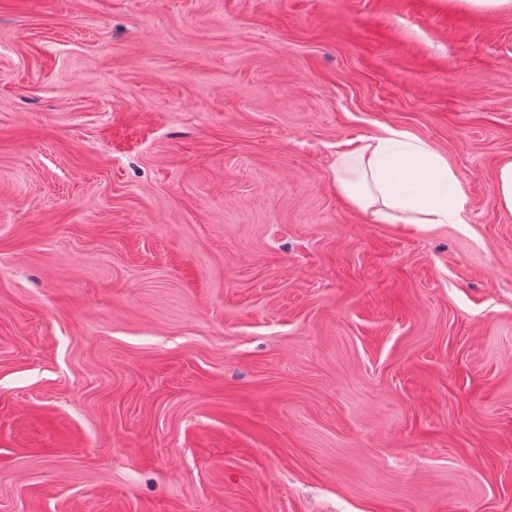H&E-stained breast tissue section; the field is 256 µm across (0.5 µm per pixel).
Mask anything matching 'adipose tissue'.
Wrapping results in <instances>:
<instances>
[{"instance_id":"adipose-tissue-1","label":"adipose tissue","mask_w":512,"mask_h":512,"mask_svg":"<svg viewBox=\"0 0 512 512\" xmlns=\"http://www.w3.org/2000/svg\"><path fill=\"white\" fill-rule=\"evenodd\" d=\"M338 187L378 223L461 224L466 199L451 195L456 175L428 145L402 133L372 137L336 160Z\"/></svg>"}]
</instances>
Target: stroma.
Wrapping results in <instances>:
<instances>
[{"instance_id":"35a3bbf8","label":"stroma","mask_w":512,"mask_h":512,"mask_svg":"<svg viewBox=\"0 0 512 512\" xmlns=\"http://www.w3.org/2000/svg\"><path fill=\"white\" fill-rule=\"evenodd\" d=\"M509 160L512 2L0 0V512H512ZM336 171L338 187L375 222L467 223L465 197L448 196V184L456 182L448 162L405 134L390 132L365 140L358 149L338 156ZM495 202L499 207L512 212V161L503 163L497 171Z\"/></svg>"}]
</instances>
